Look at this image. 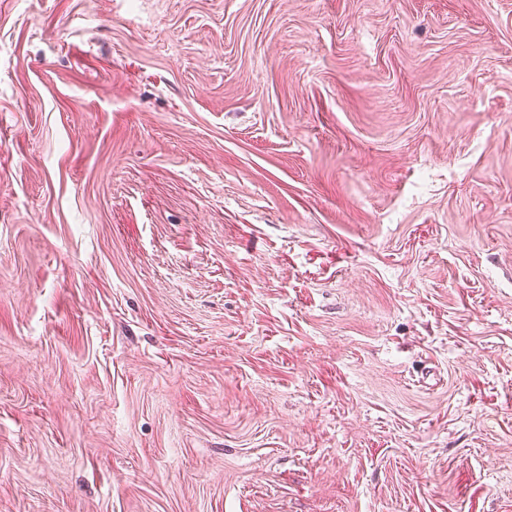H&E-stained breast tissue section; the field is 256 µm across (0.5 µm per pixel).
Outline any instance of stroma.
I'll return each instance as SVG.
<instances>
[{"instance_id": "35a3bbf8", "label": "stroma", "mask_w": 512, "mask_h": 512, "mask_svg": "<svg viewBox=\"0 0 512 512\" xmlns=\"http://www.w3.org/2000/svg\"><path fill=\"white\" fill-rule=\"evenodd\" d=\"M0 512H512V0H0Z\"/></svg>"}]
</instances>
